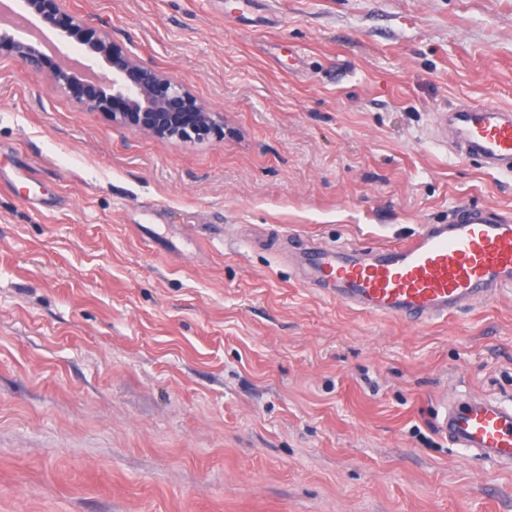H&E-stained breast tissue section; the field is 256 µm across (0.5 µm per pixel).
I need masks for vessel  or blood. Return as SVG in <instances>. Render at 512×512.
<instances>
[{
  "mask_svg": "<svg viewBox=\"0 0 512 512\" xmlns=\"http://www.w3.org/2000/svg\"><path fill=\"white\" fill-rule=\"evenodd\" d=\"M463 156L495 168L512 164V111L484 104L443 115ZM315 286L358 311L414 324L448 317L512 288V211L458 205L447 223L379 247L368 257L311 247ZM451 442L512 467V403L473 398L444 404L438 422Z\"/></svg>",
  "mask_w": 512,
  "mask_h": 512,
  "instance_id": "vessel-or-blood-1",
  "label": "vessel or blood"
}]
</instances>
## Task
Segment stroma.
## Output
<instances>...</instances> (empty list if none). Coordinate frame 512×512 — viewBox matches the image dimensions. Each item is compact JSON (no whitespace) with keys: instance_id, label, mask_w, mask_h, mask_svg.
<instances>
[{"instance_id":"1","label":"stroma","mask_w":512,"mask_h":512,"mask_svg":"<svg viewBox=\"0 0 512 512\" xmlns=\"http://www.w3.org/2000/svg\"><path fill=\"white\" fill-rule=\"evenodd\" d=\"M234 137L161 140L0 58V512H512L437 430L512 401V292L413 326L301 245H396L512 171L438 113L512 109V0H66Z\"/></svg>"}]
</instances>
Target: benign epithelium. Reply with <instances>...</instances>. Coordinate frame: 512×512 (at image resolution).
<instances>
[{
    "instance_id": "benign-epithelium-1",
    "label": "benign epithelium",
    "mask_w": 512,
    "mask_h": 512,
    "mask_svg": "<svg viewBox=\"0 0 512 512\" xmlns=\"http://www.w3.org/2000/svg\"><path fill=\"white\" fill-rule=\"evenodd\" d=\"M22 12L74 39L83 53V72L56 66L38 45L0 33V57L10 56L43 75L51 88L75 105L100 112L113 124L163 140L188 142L226 136L224 118L202 103L183 82L147 65L71 12L65 0H19Z\"/></svg>"
}]
</instances>
